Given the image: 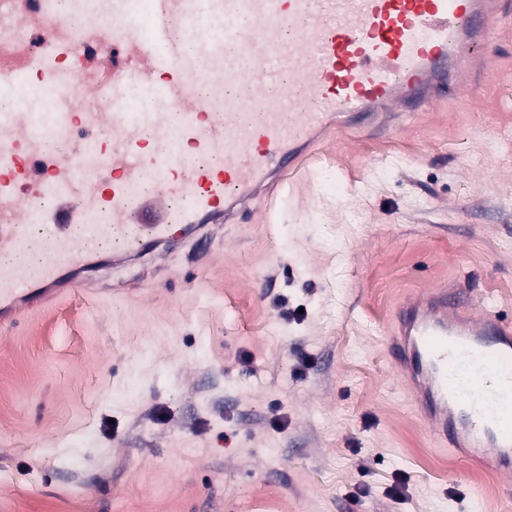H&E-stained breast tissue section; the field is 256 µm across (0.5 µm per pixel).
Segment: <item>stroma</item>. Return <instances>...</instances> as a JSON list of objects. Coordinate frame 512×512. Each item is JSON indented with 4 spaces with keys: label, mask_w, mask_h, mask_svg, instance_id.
<instances>
[{
    "label": "stroma",
    "mask_w": 512,
    "mask_h": 512,
    "mask_svg": "<svg viewBox=\"0 0 512 512\" xmlns=\"http://www.w3.org/2000/svg\"><path fill=\"white\" fill-rule=\"evenodd\" d=\"M477 98L381 158L336 135L302 185L0 326V512H512L436 450L386 350L393 307L466 280L512 318V22ZM348 237L343 262L333 253ZM408 481L401 495L392 489Z\"/></svg>",
    "instance_id": "35a3bbf8"
}]
</instances>
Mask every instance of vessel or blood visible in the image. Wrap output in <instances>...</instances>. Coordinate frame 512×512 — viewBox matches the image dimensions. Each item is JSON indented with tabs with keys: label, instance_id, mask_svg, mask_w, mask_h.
<instances>
[{
	"label": "vessel or blood",
	"instance_id": "b4317fda",
	"mask_svg": "<svg viewBox=\"0 0 512 512\" xmlns=\"http://www.w3.org/2000/svg\"><path fill=\"white\" fill-rule=\"evenodd\" d=\"M512 0H112L74 28L0 0V323L92 268L240 223L323 140L473 96ZM109 239L112 254L90 251ZM394 366L433 446L512 473V320L461 284L398 306Z\"/></svg>",
	"mask_w": 512,
	"mask_h": 512
}]
</instances>
